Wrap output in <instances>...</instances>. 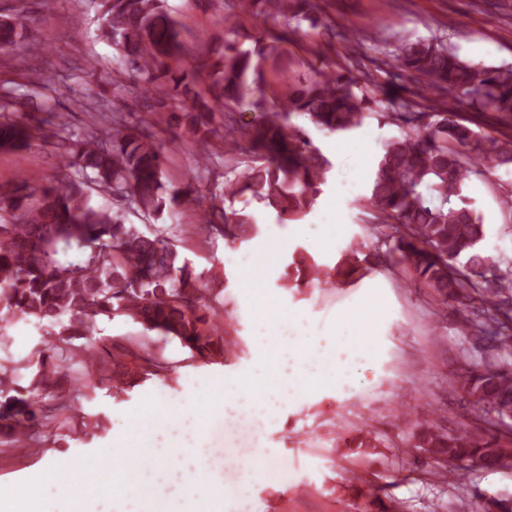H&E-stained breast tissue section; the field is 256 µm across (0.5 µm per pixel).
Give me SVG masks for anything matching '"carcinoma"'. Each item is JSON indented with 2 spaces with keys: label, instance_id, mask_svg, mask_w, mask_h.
Returning a JSON list of instances; mask_svg holds the SVG:
<instances>
[{
  "label": "carcinoma",
  "instance_id": "1",
  "mask_svg": "<svg viewBox=\"0 0 512 512\" xmlns=\"http://www.w3.org/2000/svg\"><path fill=\"white\" fill-rule=\"evenodd\" d=\"M238 15L262 16L276 23L287 14L307 17L313 0H227ZM98 37L112 43L115 72L147 80L157 71L179 84L170 61L180 54V23L168 0H91ZM327 31L357 54L352 29L331 21ZM22 24L0 22V52H15ZM397 68L418 84L413 96L387 102L369 87L368 75L327 72L306 86L288 82L275 48L257 40L251 48L228 41L212 63L210 82L192 94L187 107L160 101L161 108L192 115L195 132L213 131L212 118L229 103L246 104L264 119L235 135L225 133L227 152L250 154L244 169L225 179L224 197L251 194L279 224L310 217L332 170L311 147L307 133L292 129L291 115L303 113L311 125L344 133L377 114L401 135L385 141L369 181L368 217L386 249L377 261L401 264L413 278L457 312L485 342L481 359L461 378L469 403L489 420H512V265H502L485 248L488 229L469 207L465 189L474 180L491 182L512 167V135L496 137L465 123L444 107L443 97L478 113L494 112L512 126V64L485 66L461 60L440 37L401 36ZM0 101V148L27 144L29 129L12 119L15 99L57 100L53 76L34 74ZM63 182L39 192L19 178L0 184V322H34L43 341L29 357L0 364V428L28 435L36 411L50 409L67 381L76 348L72 340L90 336L105 317H126L149 332L177 340L192 356L229 354L219 325L228 280L196 271L168 238L148 234L109 206L91 204L98 188L145 220L167 208L202 206L189 189L163 181L162 146L137 125L112 122V133L73 134L64 139ZM261 223L243 210L213 207L205 212L203 236L246 243ZM360 248L344 249L333 266L304 248L295 249L285 280L298 288L318 281L332 286L359 274ZM123 355L140 369H163L143 341ZM336 438L338 448H374L371 432L355 429ZM412 447L433 459L487 469L512 466V441L489 431L480 436L454 433L437 422L416 424Z\"/></svg>",
  "mask_w": 512,
  "mask_h": 512
}]
</instances>
